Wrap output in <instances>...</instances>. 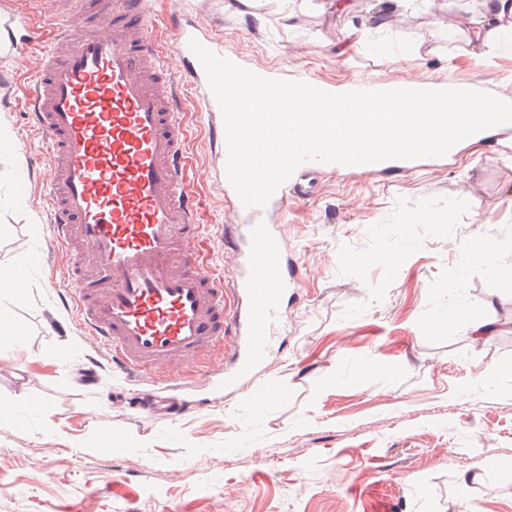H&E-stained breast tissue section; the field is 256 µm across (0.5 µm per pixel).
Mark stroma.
I'll list each match as a JSON object with an SVG mask.
<instances>
[{
	"label": "stroma",
	"instance_id": "1",
	"mask_svg": "<svg viewBox=\"0 0 512 512\" xmlns=\"http://www.w3.org/2000/svg\"><path fill=\"white\" fill-rule=\"evenodd\" d=\"M145 0L151 37L172 17L197 27L239 66L276 79L305 75L341 89L445 82L512 102V43L489 60L457 23L453 0H420L397 23L337 56L375 0ZM54 0H0L36 39L11 54L0 32V261L29 265L27 300L11 305L27 336L0 354V401H19L24 427L0 419V512H512V127L459 143L443 159L371 171L316 167L284 215L288 324L248 394L174 420L133 407L137 388L90 346L75 312L68 259L44 233L49 150L31 131L20 89L49 49ZM189 131L187 180L200 203L199 257L229 268L233 198L201 96L181 80ZM31 176L30 192L14 185ZM493 251L494 267L477 253ZM493 322L473 340L472 321ZM70 360H60L64 347ZM378 371H370L368 363ZM51 410H43V403ZM135 439L98 451L99 433Z\"/></svg>",
	"mask_w": 512,
	"mask_h": 512
}]
</instances>
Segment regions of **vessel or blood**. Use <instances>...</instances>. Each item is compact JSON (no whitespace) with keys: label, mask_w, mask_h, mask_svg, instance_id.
Segmentation results:
<instances>
[{"label":"vessel or blood","mask_w":512,"mask_h":512,"mask_svg":"<svg viewBox=\"0 0 512 512\" xmlns=\"http://www.w3.org/2000/svg\"><path fill=\"white\" fill-rule=\"evenodd\" d=\"M141 8L140 0L118 9L101 0L95 26L65 20L37 83L21 90L51 144L49 236L69 258L73 308L89 337L120 370L148 379L140 411L185 414L174 394L187 371L225 398L247 390L260 403L271 391L254 381L287 318L284 296L299 285L288 275L280 228L298 182L289 178L261 208L235 201L236 232L224 242L234 257L230 272L196 262L199 203L184 175L188 134L169 57L183 61L185 78L200 90L221 150L223 117L190 48L195 30L175 27L168 49L159 50L146 20H125ZM0 26L14 49L34 37L21 14ZM217 350L229 364L209 363Z\"/></svg>","instance_id":"b4317fda"}]
</instances>
